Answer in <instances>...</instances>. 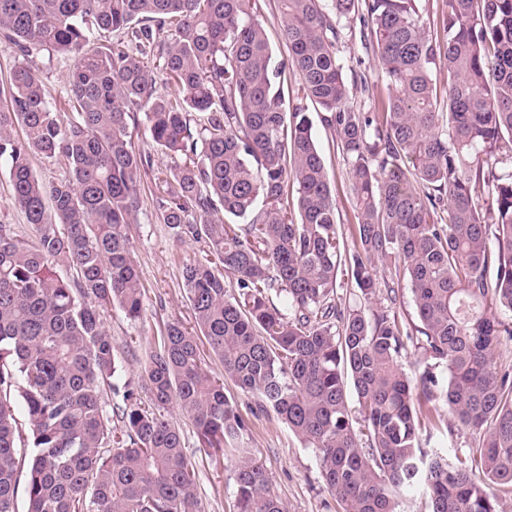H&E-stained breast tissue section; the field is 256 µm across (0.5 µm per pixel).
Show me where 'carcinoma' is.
<instances>
[{
    "label": "carcinoma",
    "mask_w": 512,
    "mask_h": 512,
    "mask_svg": "<svg viewBox=\"0 0 512 512\" xmlns=\"http://www.w3.org/2000/svg\"><path fill=\"white\" fill-rule=\"evenodd\" d=\"M279 2L288 57L276 63L260 0H0V43L21 57L0 91V159L34 230L0 224V512H17L21 487L27 512H203L166 412L188 415L203 448L239 444L248 422L226 378L252 414L273 410L315 449L341 512H401L417 486L431 512H500L512 493V368L497 364L512 341V0H446L441 38L420 0ZM356 15L388 93L354 107L339 45ZM113 32L138 53L94 41ZM36 52L69 60L71 116L53 108ZM310 103L347 165L348 253ZM137 112L177 159L164 223L208 253L182 270L196 333L168 324L123 379L103 312L135 320L144 304L127 234L148 162L129 132ZM35 157L67 176L45 185ZM345 269L351 305L338 296ZM402 280L409 328L390 313ZM378 297L389 307H371ZM409 345L428 361L417 378L402 364ZM106 387L122 399L115 415ZM442 405L479 435L464 457L421 443L423 415ZM236 452L239 512H285L250 450Z\"/></svg>",
    "instance_id": "carcinoma-1"
}]
</instances>
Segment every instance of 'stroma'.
<instances>
[{"instance_id":"1","label":"stroma","mask_w":512,"mask_h":512,"mask_svg":"<svg viewBox=\"0 0 512 512\" xmlns=\"http://www.w3.org/2000/svg\"><path fill=\"white\" fill-rule=\"evenodd\" d=\"M361 29L360 20L352 19L339 47L356 104L362 100L357 92L361 80H368L375 94L387 92L373 66L372 52L364 45ZM309 116L330 176L338 220L343 233H351L356 219L347 166L330 130L322 125L319 112L310 111ZM130 131L135 146L152 157L151 165L141 170L139 211L128 227L132 255L145 289L144 308L136 320L112 309L105 312L104 321L119 360L128 373L134 374L144 365L166 323L176 321L193 328L194 315L183 289L182 269L204 260L207 249L204 244L178 239L164 224L158 204L162 195L158 173L171 160L155 154L143 119H136ZM224 392L246 418L249 431L245 445L263 465L270 491L283 502L286 512H337L336 500L322 481L314 449L300 442L275 413L252 415L250 396L232 381H225ZM169 418L182 432L186 453L197 472V493L205 512H238L234 456H218L213 449L199 447L192 420L178 408H170Z\"/></svg>"}]
</instances>
